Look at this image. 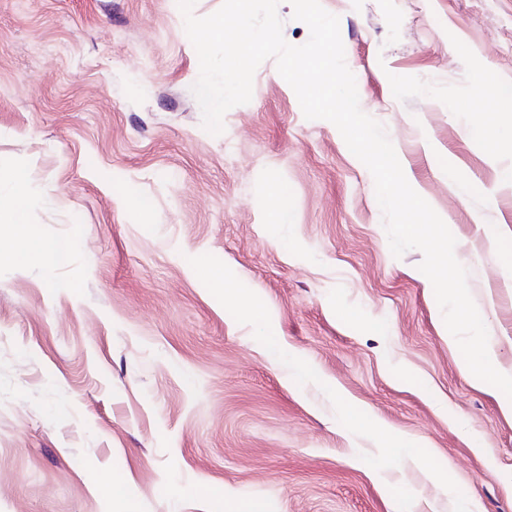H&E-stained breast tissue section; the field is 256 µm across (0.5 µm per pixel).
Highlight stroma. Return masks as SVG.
Returning <instances> with one entry per match:
<instances>
[{
	"label": "stroma",
	"instance_id": "stroma-1",
	"mask_svg": "<svg viewBox=\"0 0 512 512\" xmlns=\"http://www.w3.org/2000/svg\"><path fill=\"white\" fill-rule=\"evenodd\" d=\"M321 4L511 368L512 0ZM198 76L177 0H0V192L24 170L27 229L72 246L18 262L0 223V512H512V418L370 171L274 60L218 136ZM343 401L423 462L374 468Z\"/></svg>",
	"mask_w": 512,
	"mask_h": 512
}]
</instances>
